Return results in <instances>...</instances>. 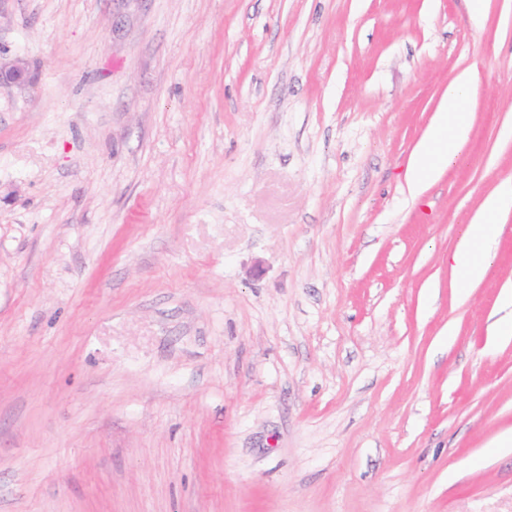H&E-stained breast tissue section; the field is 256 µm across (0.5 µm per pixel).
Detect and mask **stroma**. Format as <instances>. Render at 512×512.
I'll list each match as a JSON object with an SVG mask.
<instances>
[{
    "mask_svg": "<svg viewBox=\"0 0 512 512\" xmlns=\"http://www.w3.org/2000/svg\"><path fill=\"white\" fill-rule=\"evenodd\" d=\"M0 512H512V0H0ZM472 71L468 141L407 171ZM29 81L28 64L16 58L8 64H0V87L24 85ZM512 207V183L505 184L489 195L468 224L458 245L451 256L452 267L457 271L465 285L478 283L487 270V258L496 243V218L503 210Z\"/></svg>",
    "mask_w": 512,
    "mask_h": 512,
    "instance_id": "35a3bbf8",
    "label": "stroma"
}]
</instances>
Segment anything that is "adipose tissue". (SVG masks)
Returning a JSON list of instances; mask_svg holds the SVG:
<instances>
[{"mask_svg": "<svg viewBox=\"0 0 512 512\" xmlns=\"http://www.w3.org/2000/svg\"><path fill=\"white\" fill-rule=\"evenodd\" d=\"M470 92L468 77L452 82L446 94L448 107L437 112L434 122L416 151L407 173V182L414 193H421L429 182L445 170L449 159L460 152L467 142V101ZM512 207V183L505 184L489 195L468 224L461 241L451 256L452 266L463 284L479 282L487 270V259L496 243L494 219Z\"/></svg>", "mask_w": 512, "mask_h": 512, "instance_id": "obj_1", "label": "adipose tissue"}]
</instances>
